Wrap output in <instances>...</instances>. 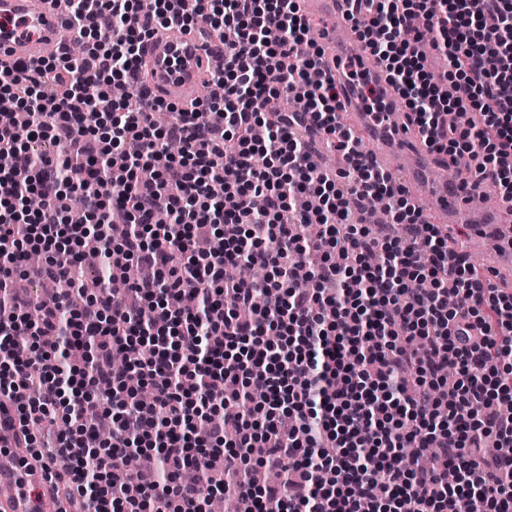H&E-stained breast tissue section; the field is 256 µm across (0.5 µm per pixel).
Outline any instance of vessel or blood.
<instances>
[{
  "label": "vessel or blood",
  "instance_id": "obj_1",
  "mask_svg": "<svg viewBox=\"0 0 512 512\" xmlns=\"http://www.w3.org/2000/svg\"><path fill=\"white\" fill-rule=\"evenodd\" d=\"M300 5L303 14L316 22V36L326 47V66L343 112L353 128L374 142L377 163L397 158L403 184L411 196L425 202L426 222L469 225L474 235L490 242L500 266L512 267V242L499 233L500 227L512 224V207L472 208L466 196L448 183L444 157L427 151L408 131V117L392 107L393 93L373 58L363 56L355 69L358 78H351L346 61L349 44L336 39L337 30L349 26L350 0H301ZM74 36L55 0H0V61L39 62L48 48L68 45ZM215 52L198 26L160 30L146 39L142 58L155 96L180 109L194 107L203 96L204 76ZM372 88L381 94L384 112H370L365 95Z\"/></svg>",
  "mask_w": 512,
  "mask_h": 512
}]
</instances>
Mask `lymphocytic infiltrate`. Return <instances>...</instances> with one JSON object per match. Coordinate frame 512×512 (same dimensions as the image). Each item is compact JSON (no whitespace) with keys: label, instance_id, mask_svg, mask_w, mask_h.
<instances>
[{"label":"lymphocytic infiltrate","instance_id":"1","mask_svg":"<svg viewBox=\"0 0 512 512\" xmlns=\"http://www.w3.org/2000/svg\"><path fill=\"white\" fill-rule=\"evenodd\" d=\"M73 2L81 57L0 68V109L31 116L0 125V429L53 455L45 497L64 512H207L228 491L241 512H512V387L487 368L512 373V288L342 129L299 0ZM350 21L422 144L468 157L473 189L512 204V0H355ZM195 24L220 34L224 67L204 109L157 126L141 46ZM74 196L94 233L66 223ZM92 237L109 274L149 276L84 287ZM32 252L52 298L15 289ZM264 289L277 308H256ZM135 448L154 480L125 474Z\"/></svg>","mask_w":512,"mask_h":512}]
</instances>
